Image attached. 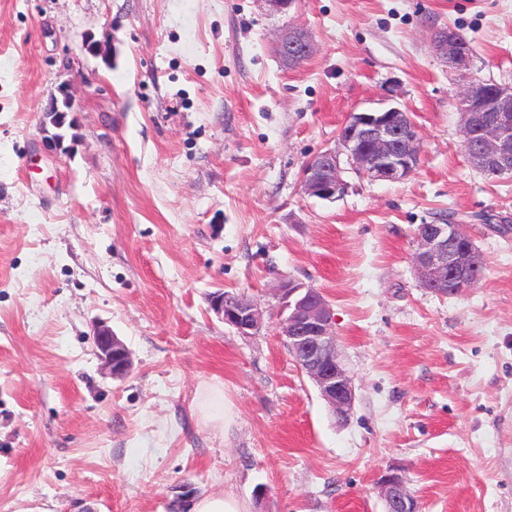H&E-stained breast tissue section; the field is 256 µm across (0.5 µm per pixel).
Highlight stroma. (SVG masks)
<instances>
[{"instance_id": "stroma-1", "label": "stroma", "mask_w": 512, "mask_h": 512, "mask_svg": "<svg viewBox=\"0 0 512 512\" xmlns=\"http://www.w3.org/2000/svg\"><path fill=\"white\" fill-rule=\"evenodd\" d=\"M288 25L317 43L294 70ZM448 27L472 75L512 86V0H0V512H181L185 485L250 512H385L391 467L420 512H512V179L465 155L432 45ZM63 85L75 125L52 151ZM385 106L418 127L414 174L305 195V162ZM450 218L484 270L442 297L411 257ZM288 279L331 304L346 420L281 334ZM221 289L261 306L257 333L212 310ZM275 48L282 65L289 68L298 67L302 60L311 58L317 50L312 34L293 26L280 31ZM94 341L97 354L112 378L121 379L130 373L132 368L130 352L106 322L96 324Z\"/></svg>"}]
</instances>
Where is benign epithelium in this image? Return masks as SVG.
Here are the masks:
<instances>
[{
    "label": "benign epithelium",
    "instance_id": "7a95c632",
    "mask_svg": "<svg viewBox=\"0 0 512 512\" xmlns=\"http://www.w3.org/2000/svg\"><path fill=\"white\" fill-rule=\"evenodd\" d=\"M275 48L282 65L289 68L316 53L312 34L293 26L280 31ZM434 49L448 70L464 77L454 104L462 116L463 147L469 162L492 177L512 178V86L467 75L472 52L451 28L438 32ZM45 116L54 128L48 142L60 149L66 115L47 107ZM420 146L417 125L398 107L353 113L339 129L337 146L316 153L304 164L301 189L321 200L343 196L348 188L343 179L345 163L370 182L405 181L418 167ZM412 264L422 287L444 297L473 287L483 270L482 256L461 224L419 225ZM280 293L283 309L288 311L280 328L289 352L336 415L347 418L354 405V388L337 351L329 302L319 289L291 280L281 284ZM210 304L225 324L243 336L262 326L264 311L244 295L220 291L211 296ZM94 341L112 377L121 379L130 373V352L107 323L96 324ZM378 486L385 512H419L418 501L407 489L401 471L383 472Z\"/></svg>",
    "mask_w": 512,
    "mask_h": 512
}]
</instances>
